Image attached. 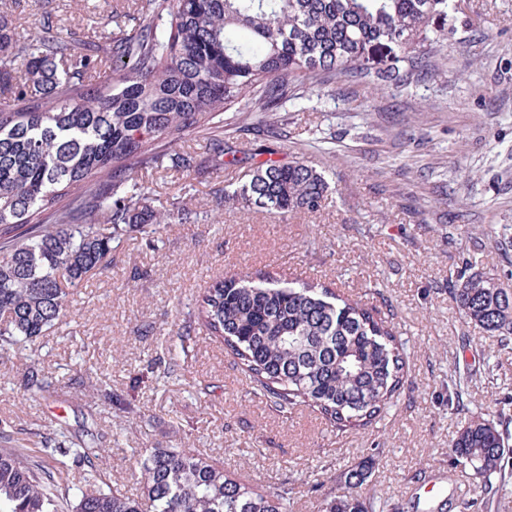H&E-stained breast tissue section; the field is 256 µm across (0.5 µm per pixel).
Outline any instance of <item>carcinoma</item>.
Listing matches in <instances>:
<instances>
[{
  "label": "carcinoma",
  "mask_w": 512,
  "mask_h": 512,
  "mask_svg": "<svg viewBox=\"0 0 512 512\" xmlns=\"http://www.w3.org/2000/svg\"><path fill=\"white\" fill-rule=\"evenodd\" d=\"M453 26L451 0H135L128 29L102 28L86 45L50 23L23 36L0 15V351L66 322L69 296L112 264V242L156 235L183 219V199L156 204L138 174L167 165L201 173L197 161L158 142L200 129L224 133L226 112L245 120L288 102L324 99L346 77L375 89L420 76ZM395 46L376 70L371 57ZM224 189V204L286 214L315 212L331 191L325 171L267 160ZM450 298L470 323L512 338V288L460 275ZM195 319L224 344L255 393L288 415L308 404L339 429L381 419L403 386L404 342L359 302L314 282L262 273L216 279ZM457 466L485 492L508 454L491 419L465 420L452 441ZM45 450L89 463L92 449L61 432ZM136 464L142 493L103 489L102 479L61 486L24 453L0 450V512H288L280 495L237 482L181 448H154ZM363 464L321 512H367Z\"/></svg>",
  "instance_id": "cac0c4a2"
}]
</instances>
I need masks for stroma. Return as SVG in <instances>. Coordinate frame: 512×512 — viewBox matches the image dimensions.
<instances>
[{
    "mask_svg": "<svg viewBox=\"0 0 512 512\" xmlns=\"http://www.w3.org/2000/svg\"><path fill=\"white\" fill-rule=\"evenodd\" d=\"M118 0H0L17 31L49 19L85 43ZM455 24L433 69L390 92L348 78L326 87L334 107L291 102L279 138L256 119L224 128V144L325 170L333 187L311 214L274 216L218 205L240 184L213 173H144L151 197L187 192L190 221L155 241L112 244V267L75 290L68 325L0 351V448L27 449L56 480L86 466L47 456L34 428L100 448L96 465L130 496L142 491L132 450L181 446L238 482L287 493L289 512H318L344 474L372 464L360 494L368 512H512L505 494L477 500L450 444L465 418L493 419L512 446V341L465 322L448 278L473 274L512 286V0H455ZM262 270L318 281L372 308L405 343L404 385L387 414L339 430L309 407L282 416L194 320L211 279ZM34 359L53 382L24 388Z\"/></svg>",
    "mask_w": 512,
    "mask_h": 512,
    "instance_id": "obj_1",
    "label": "stroma"
}]
</instances>
